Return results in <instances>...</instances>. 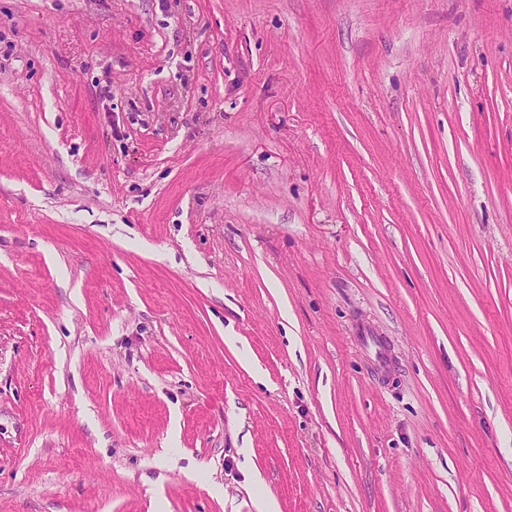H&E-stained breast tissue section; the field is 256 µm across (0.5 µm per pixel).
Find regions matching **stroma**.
<instances>
[{"label":"stroma","instance_id":"1","mask_svg":"<svg viewBox=\"0 0 512 512\" xmlns=\"http://www.w3.org/2000/svg\"><path fill=\"white\" fill-rule=\"evenodd\" d=\"M267 499L512 512V0H0V512Z\"/></svg>","mask_w":512,"mask_h":512}]
</instances>
